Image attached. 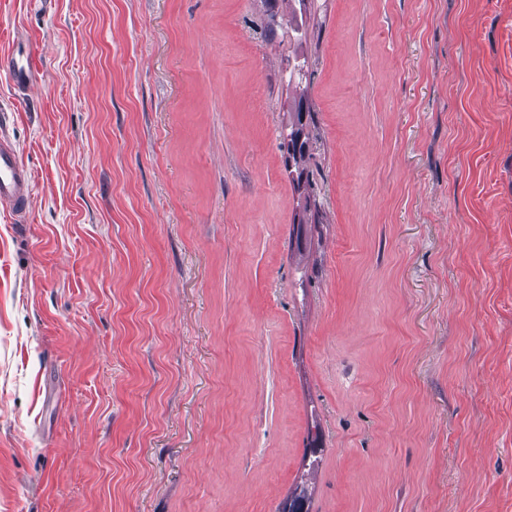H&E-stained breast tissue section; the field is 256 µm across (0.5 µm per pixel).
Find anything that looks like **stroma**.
Here are the masks:
<instances>
[{"instance_id":"stroma-1","label":"stroma","mask_w":512,"mask_h":512,"mask_svg":"<svg viewBox=\"0 0 512 512\" xmlns=\"http://www.w3.org/2000/svg\"><path fill=\"white\" fill-rule=\"evenodd\" d=\"M23 37L0 512H277L311 463L308 512H512V0H0ZM3 70L18 90H27L42 81L43 77L32 55L30 40L21 48L12 47L4 61ZM293 120L289 126L288 135L286 136V139H288V164H290V161L292 160V164H290V167L295 168V175H296V184L297 188L301 189L302 182H303V176H304V168L303 163L305 162V156L309 151V137L308 135L305 138V141L298 151L296 141L293 137L292 132V126H293ZM307 143L308 147L306 150H303L304 144Z\"/></svg>"}]
</instances>
